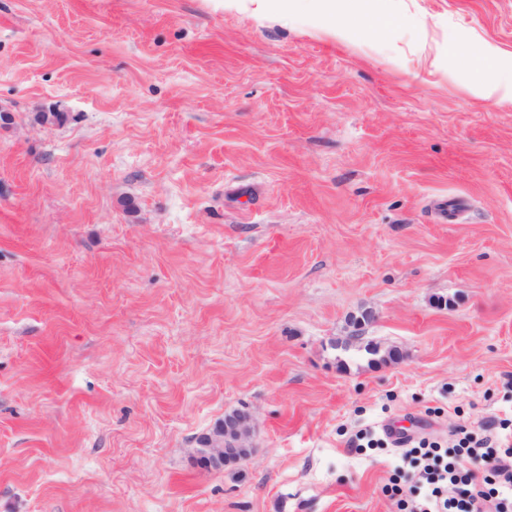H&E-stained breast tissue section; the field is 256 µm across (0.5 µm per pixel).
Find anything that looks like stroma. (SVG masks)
Segmentation results:
<instances>
[{"mask_svg":"<svg viewBox=\"0 0 512 512\" xmlns=\"http://www.w3.org/2000/svg\"><path fill=\"white\" fill-rule=\"evenodd\" d=\"M494 75L512 0H0V512H400L383 425L512 418ZM270 1H279L276 10H287L288 0H224V10L238 9L244 5H253V12L258 18L270 19L274 12ZM251 415L247 412L227 419L198 438V461L209 468H220L225 463L251 452L249 445Z\"/></svg>","mask_w":512,"mask_h":512,"instance_id":"stroma-1","label":"stroma"}]
</instances>
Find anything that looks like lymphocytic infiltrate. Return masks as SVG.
Returning <instances> with one entry per match:
<instances>
[{
  "instance_id": "obj_1",
  "label": "lymphocytic infiltrate",
  "mask_w": 512,
  "mask_h": 512,
  "mask_svg": "<svg viewBox=\"0 0 512 512\" xmlns=\"http://www.w3.org/2000/svg\"><path fill=\"white\" fill-rule=\"evenodd\" d=\"M493 443L502 454L490 452ZM415 461L419 494L407 512H512V429L485 436L464 432L451 461L423 440Z\"/></svg>"
}]
</instances>
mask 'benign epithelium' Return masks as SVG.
I'll return each mask as SVG.
<instances>
[{
  "label": "benign epithelium",
  "instance_id": "obj_1",
  "mask_svg": "<svg viewBox=\"0 0 512 512\" xmlns=\"http://www.w3.org/2000/svg\"><path fill=\"white\" fill-rule=\"evenodd\" d=\"M251 415L247 412L230 418L198 438V461L209 468H220L251 452L249 445Z\"/></svg>",
  "mask_w": 512,
  "mask_h": 512
}]
</instances>
